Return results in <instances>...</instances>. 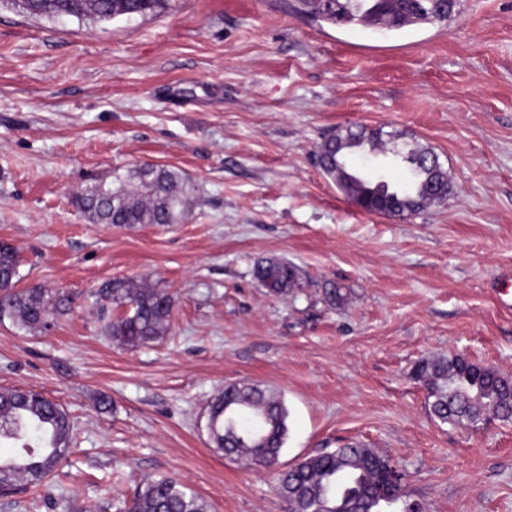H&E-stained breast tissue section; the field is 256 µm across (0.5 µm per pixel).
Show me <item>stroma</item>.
Returning a JSON list of instances; mask_svg holds the SVG:
<instances>
[{
	"label": "stroma",
	"mask_w": 512,
	"mask_h": 512,
	"mask_svg": "<svg viewBox=\"0 0 512 512\" xmlns=\"http://www.w3.org/2000/svg\"><path fill=\"white\" fill-rule=\"evenodd\" d=\"M400 132L448 171L444 204L408 219L363 211L314 164L332 129ZM170 166L194 186L186 218L90 223L78 189L113 170ZM20 287L73 295L27 332L0 322V389L70 412L78 445L37 497L0 512H104L142 478L179 476L211 512H285L278 471L352 440L403 475L390 512H512V423L435 420L423 358L458 355L512 376V0H463L445 24H322L285 0H169L109 22L0 7V242ZM304 272L269 294L260 259ZM147 281L174 301L166 339L105 335L99 294ZM329 281L350 291L331 310ZM282 392L277 470L214 453L201 422L224 385ZM112 410L100 413V396Z\"/></svg>",
	"instance_id": "35a3bbf8"
}]
</instances>
